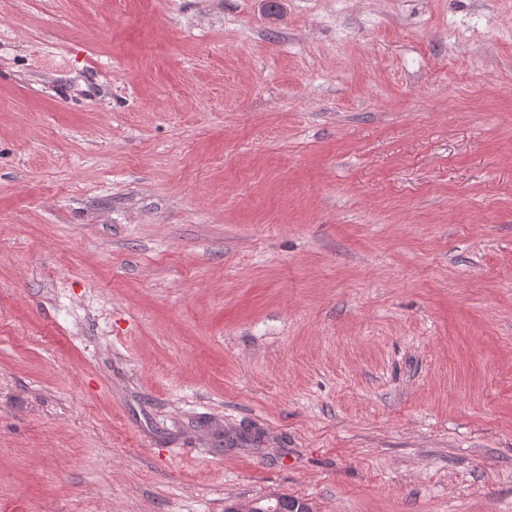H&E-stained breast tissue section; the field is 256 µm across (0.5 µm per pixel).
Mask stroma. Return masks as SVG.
I'll return each instance as SVG.
<instances>
[{
    "label": "stroma",
    "instance_id": "obj_1",
    "mask_svg": "<svg viewBox=\"0 0 512 512\" xmlns=\"http://www.w3.org/2000/svg\"><path fill=\"white\" fill-rule=\"evenodd\" d=\"M512 512V0H0V512ZM251 505L246 512H313L312 506L306 500L291 497L285 494H277L265 499L248 500L232 504L225 512H242L240 508Z\"/></svg>",
    "mask_w": 512,
    "mask_h": 512
}]
</instances>
